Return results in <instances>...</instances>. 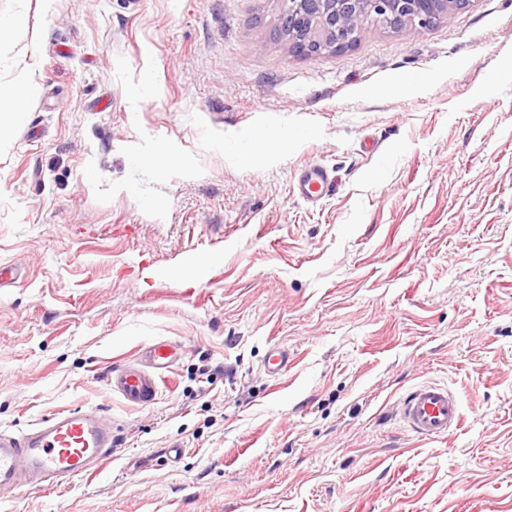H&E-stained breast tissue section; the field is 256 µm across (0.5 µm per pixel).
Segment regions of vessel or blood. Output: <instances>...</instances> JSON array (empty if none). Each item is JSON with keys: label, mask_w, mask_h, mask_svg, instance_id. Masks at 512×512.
<instances>
[{"label": "vessel or blood", "mask_w": 512, "mask_h": 512, "mask_svg": "<svg viewBox=\"0 0 512 512\" xmlns=\"http://www.w3.org/2000/svg\"><path fill=\"white\" fill-rule=\"evenodd\" d=\"M331 186L328 170L319 164L304 168L296 184L300 198L313 207ZM181 354L178 343L153 342L137 359L112 369L108 384L127 404L149 406L157 398L161 377L173 369ZM398 415L417 438L444 439L459 428L463 410L448 386L426 382L401 398ZM116 447L111 425L94 406L55 413L19 434L1 431L0 488L13 489L37 478L53 488L70 478L97 473L111 460Z\"/></svg>", "instance_id": "1"}]
</instances>
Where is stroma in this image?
<instances>
[{"instance_id":"obj_1","label":"stroma","mask_w":512,"mask_h":512,"mask_svg":"<svg viewBox=\"0 0 512 512\" xmlns=\"http://www.w3.org/2000/svg\"><path fill=\"white\" fill-rule=\"evenodd\" d=\"M282 8L0 0V431L95 406L120 439L0 512H512V0L312 58ZM156 340L127 406L105 376ZM425 381L448 438L396 415ZM332 179L326 168L312 164L304 168L297 179V191L300 198L312 207L318 206L329 193ZM181 354L182 346L176 342H153L137 359L112 369L108 384L127 404L147 407L157 399L159 380L173 369ZM399 419L420 439H444L460 426L463 410L446 385L426 382L407 391L398 403Z\"/></svg>"}]
</instances>
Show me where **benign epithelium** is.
I'll return each instance as SVG.
<instances>
[{"label": "benign epithelium", "mask_w": 512, "mask_h": 512, "mask_svg": "<svg viewBox=\"0 0 512 512\" xmlns=\"http://www.w3.org/2000/svg\"><path fill=\"white\" fill-rule=\"evenodd\" d=\"M469 0H285L281 29L288 48L304 56H320L355 45L372 26L396 23L421 34Z\"/></svg>", "instance_id": "7a95c632"}]
</instances>
